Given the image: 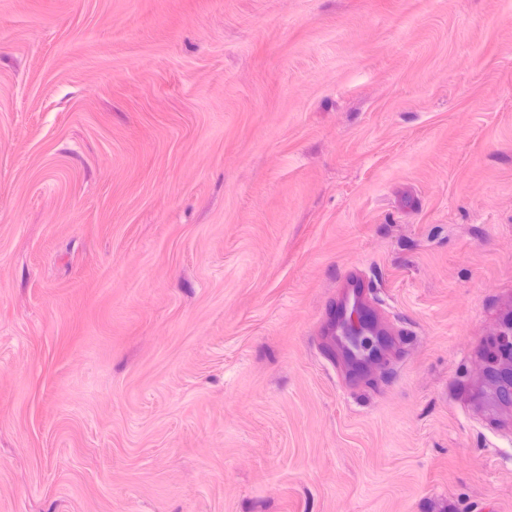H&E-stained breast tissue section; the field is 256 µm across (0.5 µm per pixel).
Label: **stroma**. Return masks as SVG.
Returning a JSON list of instances; mask_svg holds the SVG:
<instances>
[{"mask_svg":"<svg viewBox=\"0 0 512 512\" xmlns=\"http://www.w3.org/2000/svg\"><path fill=\"white\" fill-rule=\"evenodd\" d=\"M511 316L512 0H0V512H512ZM342 283V306L337 312L336 326L344 316L349 304L358 306L362 311L366 312L370 288L363 272L358 268L349 269Z\"/></svg>","mask_w":512,"mask_h":512,"instance_id":"1","label":"stroma"}]
</instances>
